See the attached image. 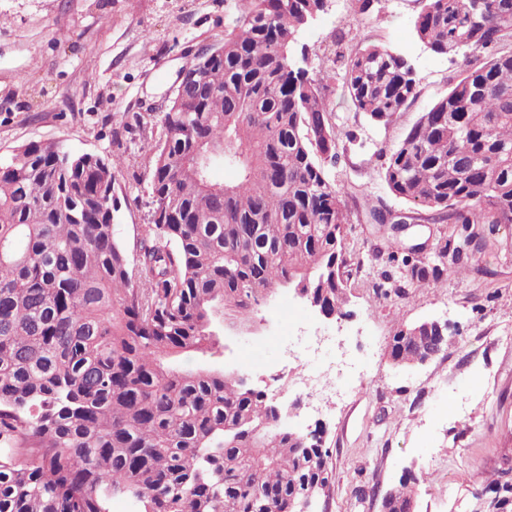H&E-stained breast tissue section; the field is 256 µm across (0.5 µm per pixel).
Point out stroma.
<instances>
[{
  "label": "stroma",
  "mask_w": 512,
  "mask_h": 512,
  "mask_svg": "<svg viewBox=\"0 0 512 512\" xmlns=\"http://www.w3.org/2000/svg\"><path fill=\"white\" fill-rule=\"evenodd\" d=\"M358 0H328L300 34L311 78L325 87L332 120L351 131L337 163L326 166L343 188L348 303L343 317L324 319L294 289L263 294L250 321L224 318L219 363L242 371L251 386L280 405L295 400L301 367L288 362L296 321L342 336L351 356L367 359L364 375L320 414L298 410L288 421L302 433H323L333 484L315 512H380L402 477H419L416 512H479L486 482L512 469V224L479 225L481 249L442 287L416 288L404 260L439 262L462 243L461 225L410 213L383 178L391 152L421 112L455 83L461 59L439 57L413 33L421 0H379L372 19ZM232 0H0V157L32 141L60 139L76 153L121 151L129 167L118 177L115 233L135 255L148 222L150 173L139 147L157 135V107L178 70L198 47L224 40ZM380 40L406 59L418 81L415 101L391 123L353 111L337 95L328 58L339 29ZM137 121L132 137L112 142V129ZM408 214L392 231L372 223L368 201ZM397 241V262L388 245ZM285 299L270 314L275 299ZM437 321L448 327L444 350L423 365L395 367L390 343L398 325Z\"/></svg>",
  "instance_id": "stroma-1"
}]
</instances>
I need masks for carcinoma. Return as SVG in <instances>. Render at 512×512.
<instances>
[{
	"instance_id": "1",
	"label": "carcinoma",
	"mask_w": 512,
	"mask_h": 512,
	"mask_svg": "<svg viewBox=\"0 0 512 512\" xmlns=\"http://www.w3.org/2000/svg\"><path fill=\"white\" fill-rule=\"evenodd\" d=\"M414 32L460 55L447 95L386 157L390 191L465 227L512 224V0H423ZM325 0H245L199 77L175 86L159 135L142 143L151 209L135 262L115 237L122 153L82 158L60 141L0 157V512H290L332 476L328 449L285 429L264 394L205 363L221 354L224 312L301 287L347 302L341 190L327 178L352 133L291 55ZM331 62L356 112L388 122L417 98L410 65L369 38L336 34ZM221 162L231 183L212 180ZM443 268L414 265L421 288ZM435 324L398 326L393 365L433 358ZM265 426V433L254 430ZM420 478L400 481L404 512ZM485 512H512V478Z\"/></svg>"
}]
</instances>
